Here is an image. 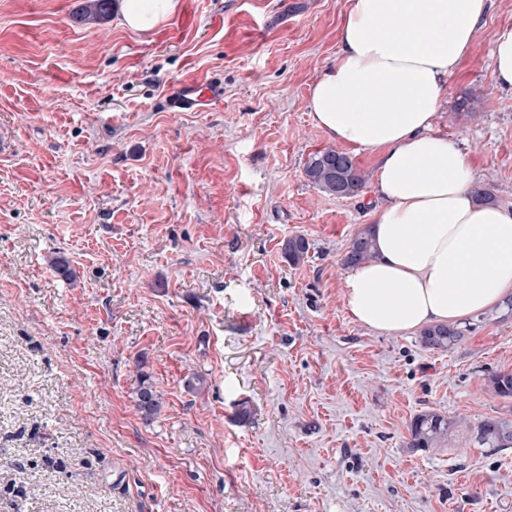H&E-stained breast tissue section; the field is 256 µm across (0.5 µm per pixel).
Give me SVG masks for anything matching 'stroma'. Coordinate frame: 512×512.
<instances>
[{
  "instance_id": "35a3bbf8",
  "label": "stroma",
  "mask_w": 512,
  "mask_h": 512,
  "mask_svg": "<svg viewBox=\"0 0 512 512\" xmlns=\"http://www.w3.org/2000/svg\"><path fill=\"white\" fill-rule=\"evenodd\" d=\"M82 2L0 0V512H512V448L471 436L512 415L487 383L512 372V316L433 352L346 307L376 200L303 173L337 145L308 103L345 0H179L147 33L82 24ZM507 23L490 0L435 128L512 207ZM206 82L223 96L171 109ZM141 370L164 402L149 424ZM428 409L459 425L410 448ZM492 58L497 86L512 90V24L502 25L494 32ZM310 244L303 236H293L284 240L282 250L284 255L288 258V262L294 266L300 265L304 262L308 255Z\"/></svg>"
}]
</instances>
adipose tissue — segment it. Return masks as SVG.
Masks as SVG:
<instances>
[{
	"instance_id": "ef3b65f1",
	"label": "adipose tissue",
	"mask_w": 512,
	"mask_h": 512,
	"mask_svg": "<svg viewBox=\"0 0 512 512\" xmlns=\"http://www.w3.org/2000/svg\"><path fill=\"white\" fill-rule=\"evenodd\" d=\"M488 0H346L339 47L314 81L313 122L379 159L371 216L377 257L354 267L345 302L368 329L461 324L512 297V208L477 203L466 155L434 122ZM178 0H121L148 32Z\"/></svg>"
}]
</instances>
